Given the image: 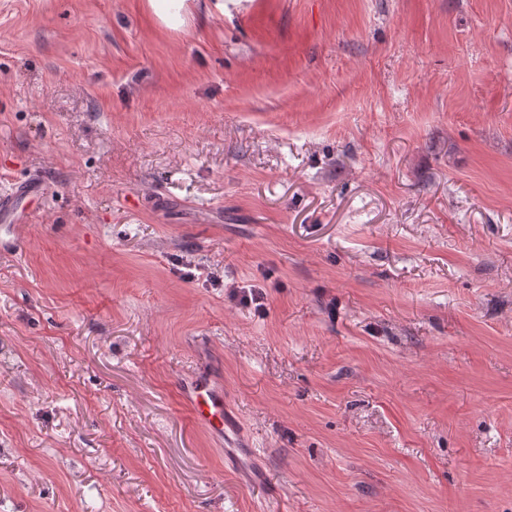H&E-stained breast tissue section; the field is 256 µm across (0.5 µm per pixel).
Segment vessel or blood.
Returning <instances> with one entry per match:
<instances>
[{
	"label": "vessel or blood",
	"mask_w": 512,
	"mask_h": 512,
	"mask_svg": "<svg viewBox=\"0 0 512 512\" xmlns=\"http://www.w3.org/2000/svg\"><path fill=\"white\" fill-rule=\"evenodd\" d=\"M41 194L39 182L17 183L11 191L0 195V218L7 224L24 223L28 214L27 206ZM182 393L195 422L206 428L217 438L223 439L224 459L229 467L239 465V457L233 449L235 438L241 437L239 421L226 405L224 388L210 378L196 376L185 381Z\"/></svg>",
	"instance_id": "obj_1"
}]
</instances>
